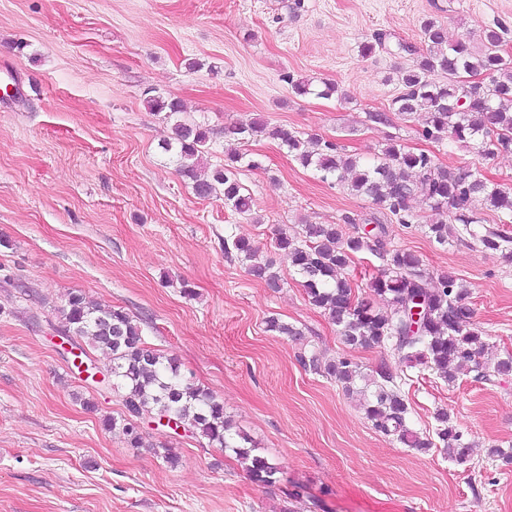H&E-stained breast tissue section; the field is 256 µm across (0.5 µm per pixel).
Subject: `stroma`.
<instances>
[{"label": "stroma", "instance_id": "1", "mask_svg": "<svg viewBox=\"0 0 512 512\" xmlns=\"http://www.w3.org/2000/svg\"><path fill=\"white\" fill-rule=\"evenodd\" d=\"M431 17L475 46L482 27L501 25L512 54V0H0V512H512V375L475 371L512 351V263L469 236L442 246L421 225L391 222L270 138L247 147L263 168L239 170L251 213L197 197L160 147L167 121L146 105L179 99L186 120L215 129L211 165L224 161L218 129L260 118L364 161L394 138L512 188V154L483 159L425 140L420 119L388 109L393 70L425 53ZM378 32L385 49L361 56ZM399 40L413 53L394 54ZM292 77L339 93L296 95ZM345 215L346 235L385 224L388 245L420 255L429 278L463 279L486 333L478 364L450 382L399 363L389 346L342 343L274 241L279 229ZM230 236L273 261L281 288L246 272L224 247ZM71 292L133 317L278 464V482L258 486L232 451L182 429L145 423L140 448L105 431L122 398L85 373L106 357L60 332ZM272 315L301 338L267 331ZM312 355L351 357L371 375L389 366L409 427L428 435L447 409L469 462L376 430L358 397L302 366Z\"/></svg>", "mask_w": 512, "mask_h": 512}]
</instances>
